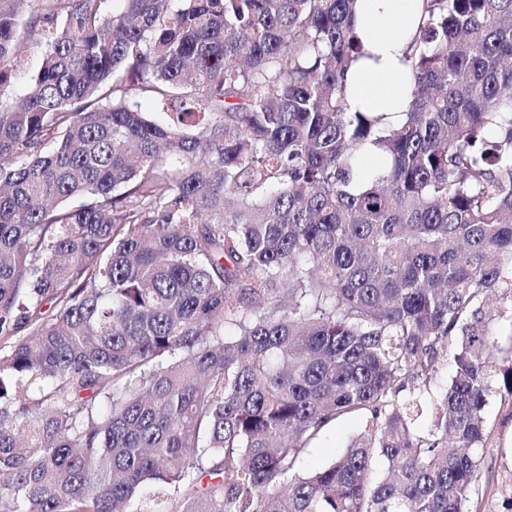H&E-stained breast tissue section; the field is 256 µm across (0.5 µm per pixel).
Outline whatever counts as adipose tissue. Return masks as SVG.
I'll return each mask as SVG.
<instances>
[{"label":"adipose tissue","mask_w":512,"mask_h":512,"mask_svg":"<svg viewBox=\"0 0 512 512\" xmlns=\"http://www.w3.org/2000/svg\"><path fill=\"white\" fill-rule=\"evenodd\" d=\"M420 19V0H357L354 33L364 55L346 75L350 111L403 121L412 102L408 49Z\"/></svg>","instance_id":"obj_1"}]
</instances>
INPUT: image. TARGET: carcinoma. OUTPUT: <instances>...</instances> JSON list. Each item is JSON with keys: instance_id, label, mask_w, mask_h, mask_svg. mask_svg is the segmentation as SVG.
Here are the masks:
<instances>
[{"instance_id": "carcinoma-1", "label": "carcinoma", "mask_w": 512, "mask_h": 512, "mask_svg": "<svg viewBox=\"0 0 512 512\" xmlns=\"http://www.w3.org/2000/svg\"><path fill=\"white\" fill-rule=\"evenodd\" d=\"M27 2L0 0V512H469L512 397V0H421L391 129L347 108L356 0ZM450 369L451 368H450L449 362H448V364L446 362H443L439 366L438 373L436 376V382L431 387V391H430L429 395H427L428 403L423 408V413L418 418V420L416 422L419 428L427 429L433 424L434 415H435L434 409H433V403H434L433 400L439 392V387L446 385V383L450 377ZM365 415L345 417L337 420L315 440L304 455V468L318 469L329 463L349 443L351 438L363 430Z\"/></svg>"}]
</instances>
